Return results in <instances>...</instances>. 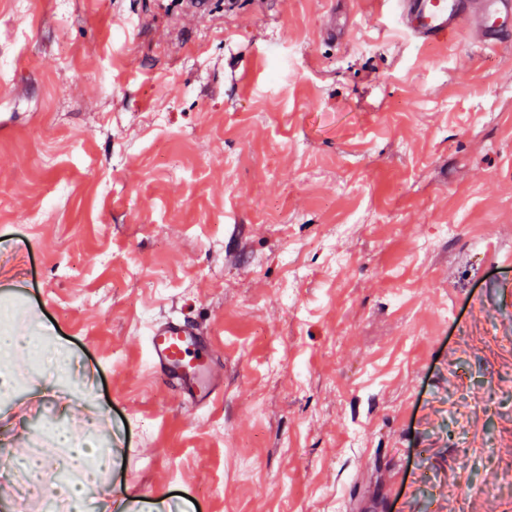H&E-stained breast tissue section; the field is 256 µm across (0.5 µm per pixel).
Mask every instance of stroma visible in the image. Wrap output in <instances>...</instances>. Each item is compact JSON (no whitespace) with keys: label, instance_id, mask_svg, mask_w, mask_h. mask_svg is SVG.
<instances>
[{"label":"stroma","instance_id":"1","mask_svg":"<svg viewBox=\"0 0 512 512\" xmlns=\"http://www.w3.org/2000/svg\"><path fill=\"white\" fill-rule=\"evenodd\" d=\"M0 0V306L72 365L0 468L99 417L87 512H512V46L378 0ZM209 333L183 407L143 325Z\"/></svg>","mask_w":512,"mask_h":512}]
</instances>
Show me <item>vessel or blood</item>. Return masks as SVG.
<instances>
[{
    "mask_svg": "<svg viewBox=\"0 0 512 512\" xmlns=\"http://www.w3.org/2000/svg\"><path fill=\"white\" fill-rule=\"evenodd\" d=\"M404 28L419 44H434L460 27L475 31L477 47L496 49L512 41V0H388ZM150 366L186 393L183 405L199 411L212 404L220 380L206 354L209 341L193 324L176 317L146 325Z\"/></svg>",
    "mask_w": 512,
    "mask_h": 512,
    "instance_id": "1",
    "label": "vessel or blood"
}]
</instances>
